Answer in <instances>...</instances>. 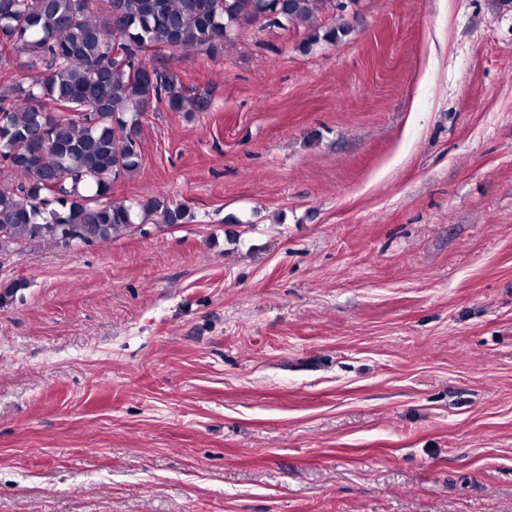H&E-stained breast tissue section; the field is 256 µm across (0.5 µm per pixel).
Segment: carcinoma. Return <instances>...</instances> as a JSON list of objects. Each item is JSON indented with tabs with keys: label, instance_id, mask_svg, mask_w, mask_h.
<instances>
[{
	"label": "carcinoma",
	"instance_id": "obj_1",
	"mask_svg": "<svg viewBox=\"0 0 512 512\" xmlns=\"http://www.w3.org/2000/svg\"><path fill=\"white\" fill-rule=\"evenodd\" d=\"M0 0V63L39 70L0 86V252L67 244L57 224L107 245L137 223H188L162 197L112 199L141 165L148 109L200 112L207 98L148 58L152 49L212 53L230 32L262 21L308 25L324 0Z\"/></svg>",
	"mask_w": 512,
	"mask_h": 512
}]
</instances>
